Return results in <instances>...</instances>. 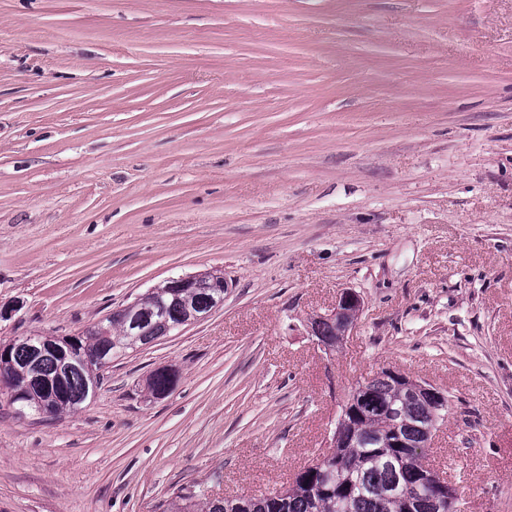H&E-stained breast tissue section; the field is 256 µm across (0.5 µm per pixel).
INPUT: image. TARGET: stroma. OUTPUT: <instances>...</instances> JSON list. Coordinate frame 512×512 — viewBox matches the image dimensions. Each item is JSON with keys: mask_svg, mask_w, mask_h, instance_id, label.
Here are the masks:
<instances>
[{"mask_svg": "<svg viewBox=\"0 0 512 512\" xmlns=\"http://www.w3.org/2000/svg\"><path fill=\"white\" fill-rule=\"evenodd\" d=\"M215 270L81 410L0 394V512L278 490L386 367L448 393L457 512H512V0H0V342ZM361 309L362 299L357 292L353 290L342 291L336 298V303L332 309L324 314H316L310 319L308 327L311 334L317 336V329L323 322L336 325V328H334L329 324H324L318 332L320 336H317L325 347L327 346L323 342L336 344V339L339 336H347L355 327Z\"/></svg>", "mask_w": 512, "mask_h": 512, "instance_id": "obj_1", "label": "stroma"}]
</instances>
